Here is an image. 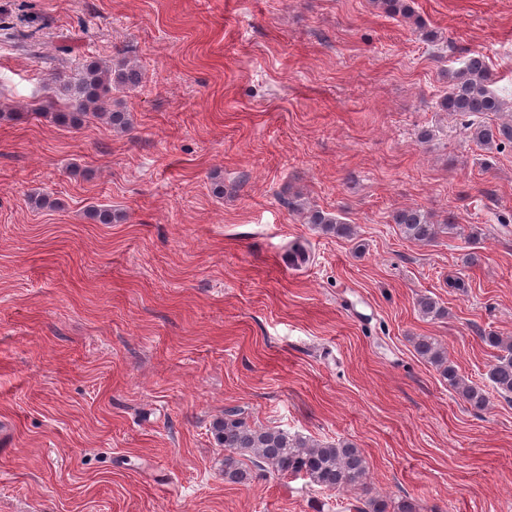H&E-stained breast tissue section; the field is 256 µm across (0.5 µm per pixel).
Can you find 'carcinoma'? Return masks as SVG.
Here are the masks:
<instances>
[{
	"instance_id": "obj_1",
	"label": "carcinoma",
	"mask_w": 512,
	"mask_h": 512,
	"mask_svg": "<svg viewBox=\"0 0 512 512\" xmlns=\"http://www.w3.org/2000/svg\"><path fill=\"white\" fill-rule=\"evenodd\" d=\"M378 4L390 17H413L407 0H378ZM141 80V73L134 66L123 65L114 70L108 65L92 62L85 65L79 78L64 83L67 98L58 107L50 103L48 108L52 112L49 116L62 126L77 128L92 115L115 129L124 130L128 126L126 113L107 108L112 85L132 89ZM492 83V74L484 56L473 53L467 57L463 67L450 76L448 94L440 101V107L446 112L468 116L504 112L508 103L492 89ZM467 130L469 137L479 146L512 147V120L494 124L472 122ZM307 220L322 232L338 238H350L354 234L353 225L322 210L309 211ZM392 221L400 227L406 239L422 244L432 243L441 233L458 228L450 222H434L419 206L394 212ZM417 306L425 317L437 318L445 313L439 302L430 296L421 297ZM481 340L501 351L489 366L486 378L499 397L512 402V340L493 333L482 336ZM415 350L439 370L448 387L458 392L471 408L482 411L488 406V392L477 384L466 382L434 338L419 337ZM211 433L216 443L224 448V479L231 482L244 483L271 471L281 475L302 473L312 484L328 491H350L365 485L368 463L362 450L352 443H310L281 429L256 427L247 421L244 411L236 407L224 411V418L213 423ZM244 453L249 455V467L236 458V455Z\"/></svg>"
}]
</instances>
